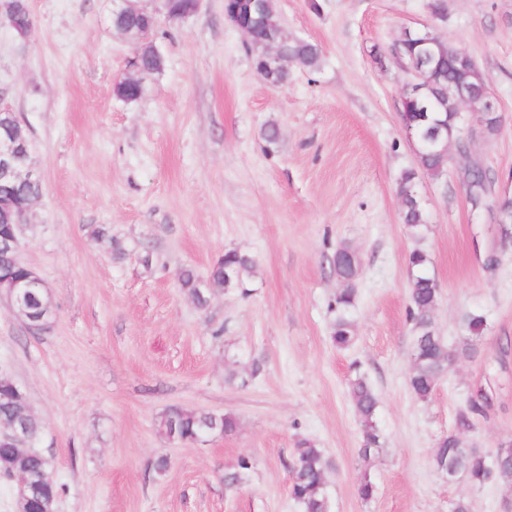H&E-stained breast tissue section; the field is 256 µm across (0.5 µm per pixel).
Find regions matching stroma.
<instances>
[{
  "label": "stroma",
  "mask_w": 512,
  "mask_h": 512,
  "mask_svg": "<svg viewBox=\"0 0 512 512\" xmlns=\"http://www.w3.org/2000/svg\"><path fill=\"white\" fill-rule=\"evenodd\" d=\"M430 2L274 0L289 37L318 44L323 64L272 88L224 0H203L188 18L161 20L163 68L130 103L114 87L138 46L114 29L113 0H29L26 39L0 24V104L26 130L44 184L20 258L55 309L32 333L0 294V374L43 423L34 447L62 487L55 512H301L289 484L302 440L329 462L332 512H449L460 499L470 512H512V491L448 482L432 463L448 433L485 453L512 439V246L491 211L512 190V0H442L439 14ZM423 25L473 57L501 123L470 142L491 193L473 205L449 151L440 177L419 180L427 228L416 237L397 197L417 161L400 115L410 75L393 49L404 28ZM98 226L108 230L99 241ZM343 245L361 267L355 340L340 350L332 258ZM229 249L253 256V276L198 308L178 271L207 278ZM417 249L440 286L437 331L456 352L425 401L407 384ZM471 311L489 325L475 355L460 343ZM355 362L379 399L382 446L367 460L347 388ZM479 392L488 407L458 431ZM173 407L230 413L239 427L173 442L159 428ZM243 457L247 479L226 487ZM366 477L369 500L358 494Z\"/></svg>",
  "instance_id": "obj_1"
}]
</instances>
